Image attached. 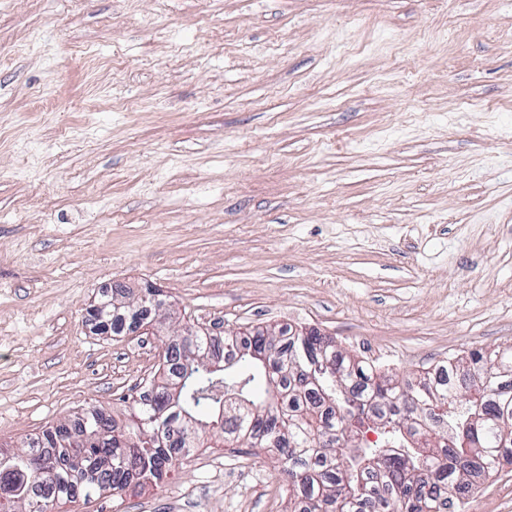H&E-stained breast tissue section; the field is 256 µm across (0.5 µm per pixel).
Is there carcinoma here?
<instances>
[{
  "label": "carcinoma",
  "mask_w": 512,
  "mask_h": 512,
  "mask_svg": "<svg viewBox=\"0 0 512 512\" xmlns=\"http://www.w3.org/2000/svg\"><path fill=\"white\" fill-rule=\"evenodd\" d=\"M154 306L149 296L97 303L116 335L131 308L149 324ZM211 339L197 331L189 352L168 348L123 427L89 410L78 417L81 449L58 427L46 443L0 453V512L89 509L105 493L158 487L206 434L275 453L298 498L290 512H456L471 476L491 477L512 458V382H501L512 378L511 348L453 354L438 377L402 383L316 330L258 327L244 340L227 331L231 353L220 361ZM370 422L384 446L349 444Z\"/></svg>",
  "instance_id": "obj_1"
}]
</instances>
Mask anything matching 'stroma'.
I'll return each mask as SVG.
<instances>
[{"mask_svg":"<svg viewBox=\"0 0 512 512\" xmlns=\"http://www.w3.org/2000/svg\"><path fill=\"white\" fill-rule=\"evenodd\" d=\"M0 450L120 414L169 335L315 328L416 380L512 347V0H0ZM265 449L95 512H288ZM464 512H512V463ZM137 300L136 302H126L119 300L114 294L110 298L100 300L96 306L101 317V323L106 324L112 333L120 335L126 326L129 328L128 315L131 311L130 309L138 307L142 309L143 319L146 320V322H143V325L150 324L152 320H149V314H151L152 310L155 312L154 306L159 305L153 303L150 296L139 295Z\"/></svg>","mask_w":512,"mask_h":512,"instance_id":"35a3bbf8","label":"stroma"}]
</instances>
